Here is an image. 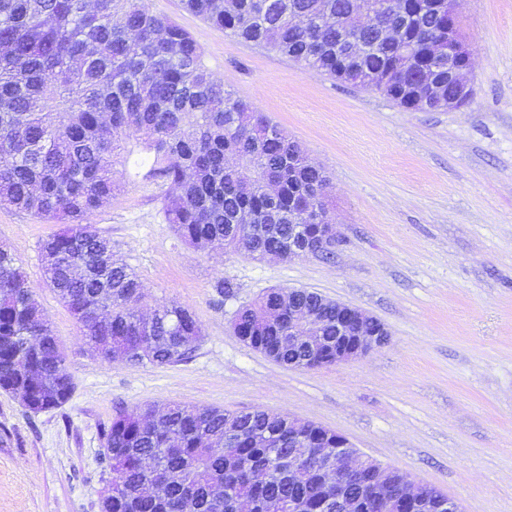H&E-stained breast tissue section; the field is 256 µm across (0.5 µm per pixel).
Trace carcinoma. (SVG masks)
<instances>
[{
    "instance_id": "obj_1",
    "label": "carcinoma",
    "mask_w": 512,
    "mask_h": 512,
    "mask_svg": "<svg viewBox=\"0 0 512 512\" xmlns=\"http://www.w3.org/2000/svg\"><path fill=\"white\" fill-rule=\"evenodd\" d=\"M181 0L182 8L224 33L292 58L308 70L366 85L369 74L396 104L439 109L448 96V55L436 43L448 11L433 0H402L383 9L373 27L346 30L353 0ZM304 16L298 27L293 17ZM370 46L354 58L348 41ZM143 140L155 171L170 185L166 220L186 243L226 249L250 223L265 225L252 256L285 248L291 224L319 207L329 180L291 152L292 143L261 113L224 90L203 63L191 34L141 0H0V199L55 219L66 228L41 245L46 285L72 313L96 351L112 339L107 361L176 364L200 334L189 309L163 302L147 328L137 315L144 288L88 217L112 198V167L122 140ZM261 183L272 176L277 195L242 188L239 167ZM301 304L324 318L336 302L302 290ZM277 305L274 321L265 320ZM288 303L275 288L243 305L232 321L238 338L286 366L314 369L302 347L283 350ZM58 338L44 320L10 251L0 247V390L27 399L33 413L60 408L73 391ZM281 442L288 457V418L262 409L168 404L116 411L105 430L101 462L111 478L101 512H267L268 502L304 496L319 510V481L288 476L265 447ZM273 470L261 482L257 474ZM445 499L426 486L410 512H438Z\"/></svg>"
}]
</instances>
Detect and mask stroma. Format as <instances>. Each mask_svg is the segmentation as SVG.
Returning <instances> with one entry per match:
<instances>
[{"instance_id": "35a3bbf8", "label": "stroma", "mask_w": 512, "mask_h": 512, "mask_svg": "<svg viewBox=\"0 0 512 512\" xmlns=\"http://www.w3.org/2000/svg\"><path fill=\"white\" fill-rule=\"evenodd\" d=\"M171 16L237 99L267 116L331 180V258L254 259L186 244L167 224V182L136 140L137 173L90 217L142 282L140 305L174 302L202 338L184 362L94 360L70 311L44 284L40 246L61 225L0 203V245L14 255L65 355L74 391L33 413L0 392V512H100L104 429L121 407L181 403L311 421L362 456L458 502L512 512V0H458L474 96L420 112L384 93L305 70L181 10ZM229 280L232 296L216 284ZM270 288H305L358 307L388 344L314 370L282 366L240 341L236 310Z\"/></svg>"}]
</instances>
